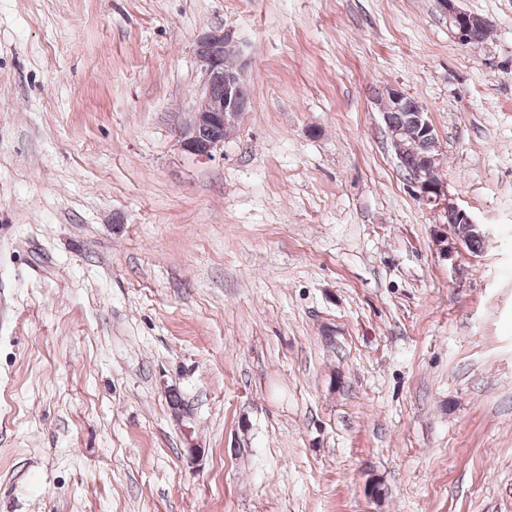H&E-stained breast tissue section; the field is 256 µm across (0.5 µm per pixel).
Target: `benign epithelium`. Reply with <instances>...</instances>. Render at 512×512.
<instances>
[{
	"mask_svg": "<svg viewBox=\"0 0 512 512\" xmlns=\"http://www.w3.org/2000/svg\"><path fill=\"white\" fill-rule=\"evenodd\" d=\"M458 0H437L441 13L447 18L448 26L455 39L468 44V31L473 25L470 13L457 5ZM195 54L203 72V80L196 93V106L191 120L182 128L180 137L184 148L202 159L213 157V153L224 146V139L202 137L203 131L215 125L235 126L236 113L245 110L248 103L240 97V87L246 84L250 60L234 40L231 30H211L196 41ZM235 58L239 67L234 71L224 70V60ZM406 94L396 88L386 87L378 93L383 116L402 108ZM387 134L397 156L415 153L417 142L436 136L435 128L427 111L417 114L414 122V137L406 140L402 131L387 126ZM419 168L411 174L410 183L416 189V196L426 205L444 213L450 224H465L476 235L484 236L482 225L466 211L452 202L447 183L439 172L442 157L438 154L418 156ZM439 250L453 257L470 250V240L457 233L442 234L438 237Z\"/></svg>",
	"mask_w": 512,
	"mask_h": 512,
	"instance_id": "1",
	"label": "benign epithelium"
}]
</instances>
